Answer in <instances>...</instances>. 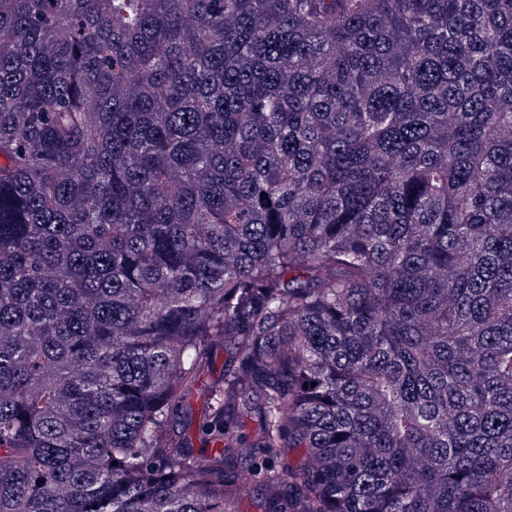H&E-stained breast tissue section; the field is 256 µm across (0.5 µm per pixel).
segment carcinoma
<instances>
[{"label":"carcinoma","mask_w":512,"mask_h":512,"mask_svg":"<svg viewBox=\"0 0 512 512\" xmlns=\"http://www.w3.org/2000/svg\"><path fill=\"white\" fill-rule=\"evenodd\" d=\"M248 496L512 512V0H0V512Z\"/></svg>","instance_id":"obj_1"}]
</instances>
